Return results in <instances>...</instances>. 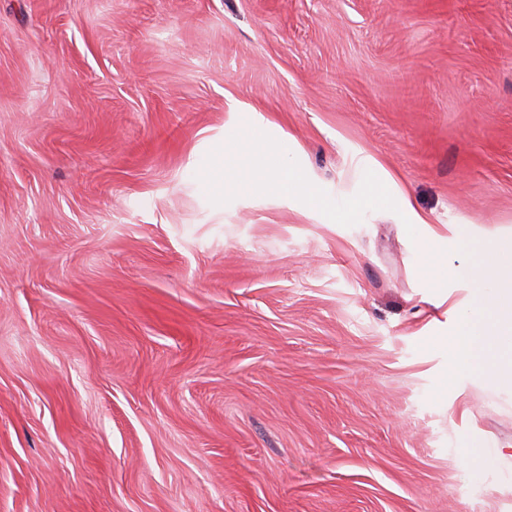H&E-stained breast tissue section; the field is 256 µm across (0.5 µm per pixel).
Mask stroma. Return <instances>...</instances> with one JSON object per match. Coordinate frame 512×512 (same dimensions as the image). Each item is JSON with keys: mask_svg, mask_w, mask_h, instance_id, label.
Instances as JSON below:
<instances>
[{"mask_svg": "<svg viewBox=\"0 0 512 512\" xmlns=\"http://www.w3.org/2000/svg\"><path fill=\"white\" fill-rule=\"evenodd\" d=\"M236 102L421 223L206 194ZM449 224L512 234V0H0V512H512Z\"/></svg>", "mask_w": 512, "mask_h": 512, "instance_id": "obj_1", "label": "stroma"}]
</instances>
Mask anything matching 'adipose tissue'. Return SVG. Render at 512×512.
<instances>
[{"label":"adipose tissue","instance_id":"ef3b65f1","mask_svg":"<svg viewBox=\"0 0 512 512\" xmlns=\"http://www.w3.org/2000/svg\"><path fill=\"white\" fill-rule=\"evenodd\" d=\"M256 123L238 128L233 135L216 144L207 165L200 171V183L214 195L224 191V169L231 166L245 175L248 190L276 195L283 202L301 200L312 209H330L331 204L308 184L299 168L287 160L278 146H268L258 155L253 144L259 138ZM443 238L429 232L420 247L424 271L433 287L455 283L468 288L476 318L459 317L455 329L441 339L448 351V375L467 369H484L496 384L512 387V359L488 365L487 347L504 342L512 345V238L489 237L475 241L468 253L469 263L455 264L442 247Z\"/></svg>","mask_w":512,"mask_h":512}]
</instances>
